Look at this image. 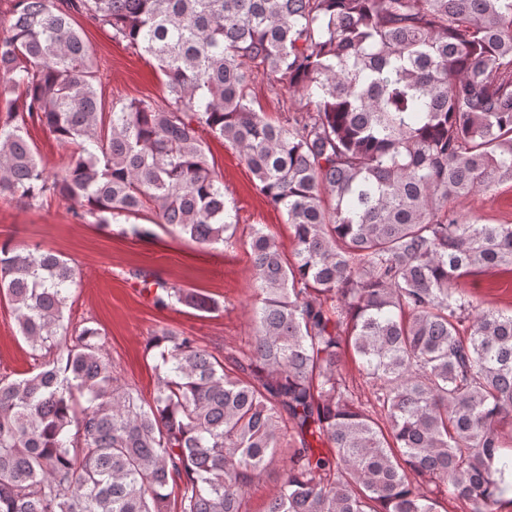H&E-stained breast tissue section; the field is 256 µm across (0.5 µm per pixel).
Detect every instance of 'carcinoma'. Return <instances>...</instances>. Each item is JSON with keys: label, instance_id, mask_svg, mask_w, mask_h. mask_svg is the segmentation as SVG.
Returning a JSON list of instances; mask_svg holds the SVG:
<instances>
[{"label": "carcinoma", "instance_id": "1", "mask_svg": "<svg viewBox=\"0 0 512 512\" xmlns=\"http://www.w3.org/2000/svg\"><path fill=\"white\" fill-rule=\"evenodd\" d=\"M0 18V200L48 196L119 224L152 206L203 245L239 224L210 135L286 216L292 257L249 232L248 347L218 356L162 331L145 400L101 330L64 323L79 270L0 243V298L37 365L0 377V512H502L512 445V313L481 310L473 273L512 267V224L448 202L512 182V0H11ZM157 62L167 97L103 112L74 16ZM302 92L277 124L254 76ZM68 150L49 173L25 137ZM160 307L206 293L143 276ZM370 403L356 401L344 356ZM281 474V462L277 460L266 468L260 479L249 489L246 496V508L250 512H259L264 507L269 496L278 489Z\"/></svg>", "mask_w": 512, "mask_h": 512}]
</instances>
